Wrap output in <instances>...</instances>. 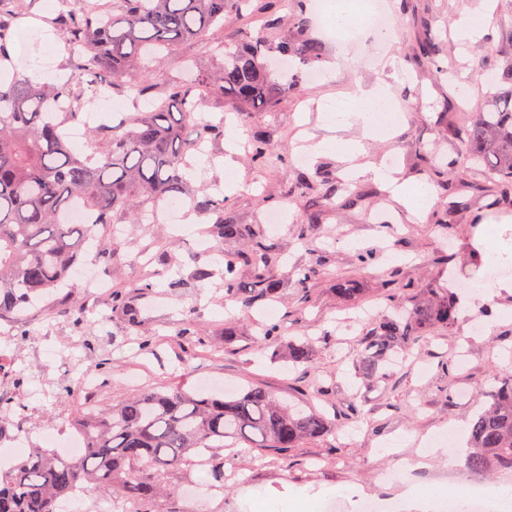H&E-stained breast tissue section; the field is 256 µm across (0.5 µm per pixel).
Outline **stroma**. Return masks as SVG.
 Returning <instances> with one entry per match:
<instances>
[{
  "label": "stroma",
  "mask_w": 512,
  "mask_h": 512,
  "mask_svg": "<svg viewBox=\"0 0 512 512\" xmlns=\"http://www.w3.org/2000/svg\"><path fill=\"white\" fill-rule=\"evenodd\" d=\"M384 4L395 29L387 46L365 32L344 44L326 39L321 15L312 13L303 36L324 45L323 78L295 86L277 107L251 113L247 122L238 123L243 141L254 126L276 131L280 161L256 171L243 152L229 153L219 137L209 143L211 161L196 160V174L190 179L198 194L212 195L224 184L225 162H234L241 171L244 186L228 194L227 209L237 223L249 225L255 233L220 243L218 249L236 254L263 243L275 250L279 260L270 273L282 285L275 317L285 335L315 338L309 370L293 371L286 364L270 362L257 334L258 309L243 310L225 295L219 263L193 239L194 234H207L214 215L192 213L189 234L177 243L172 242L173 230L166 222L120 224L118 239L132 253L143 254L147 263L142 268L123 262L101 267L111 284H149L148 293L138 296L136 304L142 327L156 338L152 352L139 353L133 329L118 316L112 319L110 337L96 329L86 332L89 361L104 354L112 361L110 371L98 374L101 401L118 402L144 387L177 384L195 389L208 380L237 389L258 384L280 399L315 407L327 417L348 412L355 418V433H348L342 424L335 433L304 441L284 456L225 442L220 450L223 482L195 469L187 475L179 470L169 473L174 512L183 508L179 491L189 481L200 486L196 512H261L263 502L284 499L304 505L306 512H323L331 500L337 512H357L363 497L397 501L404 488L389 482L388 476L402 458L415 455L412 445L402 444V437L429 439L443 429L469 428L496 377L512 374V317L500 316L501 311L512 310V289L505 288L472 310L491 322L486 335H473L461 318L448 332L416 343L411 365H382L368 379L355 368L363 349L365 312L383 303L392 272H399L409 283L407 302L421 301L447 287L462 298L466 285L480 284L483 277L469 263L473 242L466 232L468 225L477 224L478 242L485 248L491 246L492 235L512 236V212L488 209L479 192L469 193L466 209L452 212L446 194L437 188L431 208L416 211L387 193L373 201L368 193L379 191L380 185L362 177L352 182L365 197L351 205L343 184L352 163L321 155L296 164L295 155L306 138L330 133L331 123L322 109L326 99L358 85L369 88L384 81L401 109L400 120L391 133L365 141L356 162L394 156L400 180L414 185L423 181V171L434 157L453 158L458 177L480 183L479 168L459 158L451 128L469 120L482 106L483 97L477 91L464 111H457L462 84H475L484 71L498 73L512 65V26L501 23L495 14L487 22L486 36L470 47L446 38L440 65L434 68L418 55L424 32L416 26V18L449 31L479 0H384ZM263 32L261 22L228 15L209 43H185L172 52L160 51L143 75L150 83H164L184 60L191 61L194 72L215 73L221 63L219 44L244 46ZM303 171L319 172L331 182L330 200L313 206L298 195L297 176ZM271 210L286 212V224L277 229L265 224L262 216ZM299 224L305 225L308 242L300 241L295 230ZM364 248L377 251L378 260L360 265L357 252ZM313 249L320 251L321 264L303 293L296 282ZM441 255L449 256L450 264H438ZM200 265L212 268L211 278H196ZM343 278L353 280L354 294L337 292ZM76 308L84 311L88 322L97 320L98 304L76 287L66 296H51L42 310L29 312L19 327L60 343L72 333L63 314ZM229 326L236 329L238 339L228 348L224 331ZM186 332L201 336L206 349L186 354L182 339ZM392 443L397 446L393 452L388 449Z\"/></svg>",
  "instance_id": "obj_1"
}]
</instances>
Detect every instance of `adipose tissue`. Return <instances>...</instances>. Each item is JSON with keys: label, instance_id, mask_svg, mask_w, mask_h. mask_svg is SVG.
<instances>
[{"label": "adipose tissue", "instance_id": "ef3b65f1", "mask_svg": "<svg viewBox=\"0 0 512 512\" xmlns=\"http://www.w3.org/2000/svg\"><path fill=\"white\" fill-rule=\"evenodd\" d=\"M330 106L336 111L337 126L359 125L365 136L370 138L391 130L400 118L389 88L384 84L367 91L356 90L353 94L332 100ZM370 173L390 188L395 199L404 201L415 210H425L431 206L433 195L430 185L424 182L410 187L400 183L393 164L381 162L371 167Z\"/></svg>", "mask_w": 512, "mask_h": 512}]
</instances>
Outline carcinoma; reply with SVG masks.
I'll return each mask as SVG.
<instances>
[{"label":"carcinoma","instance_id":"1","mask_svg":"<svg viewBox=\"0 0 512 512\" xmlns=\"http://www.w3.org/2000/svg\"><path fill=\"white\" fill-rule=\"evenodd\" d=\"M107 16L91 11L61 13L56 31L63 41L83 48L74 63L75 74L57 83H40L12 69V30L26 17V0H0V316L27 307L67 277L98 227L109 228L124 218L141 224L161 203L185 201L197 211L219 216L213 234L239 239L247 230L224 213V198H198L189 192L185 170L199 155L201 143L219 133L196 117L204 106L195 83L177 74L158 86L137 81L145 50H173L185 42L204 41L224 27V14L238 11L247 0H111ZM309 0H296L288 25L298 33L309 26ZM323 46L314 40L261 37L241 49L224 45V66L201 79L207 93L232 103L238 118L265 112L288 97L304 69L322 60ZM102 86L130 87L150 95L157 105L150 112L130 115L115 125L102 124L92 135V152L80 153L61 135L65 122L78 113L47 112L65 100L80 106ZM460 152L482 171V191L495 196L491 209L512 203V93L497 83L485 86L484 102L475 119L454 133ZM274 133L250 132L247 159L255 167L271 163ZM454 167L436 162L427 181L448 192L457 208L467 205L470 184L450 179ZM82 204L89 224H64L61 216ZM253 268L250 285L239 286L237 264ZM278 260L268 246L245 255L224 256V291L249 308L273 300L279 284L269 269ZM148 284L112 291V312L131 316L138 326L139 312L132 299ZM393 315L368 323L358 369L372 376L379 362L407 357L419 339L453 325L458 319L457 298L447 288L413 309L400 295L405 286L389 283ZM262 340L274 346L278 359L286 351L288 364L307 370L312 365V341L290 339L276 322L265 324ZM25 382L19 381L11 404L0 403V441L10 437L5 416L22 408ZM74 429L86 438L79 459L32 448L0 467V512H56L57 502L78 486L95 487L110 499L136 503L139 512H167L166 477L176 468L195 465L198 449L224 447V439L245 442L262 451L284 454L305 440L329 435L333 423L322 413L297 410L261 386L237 394L222 391L188 392L179 387L147 389L117 404L98 405L96 412L76 409ZM465 469L487 477L512 470V375L501 377L489 401L471 421Z\"/></svg>","mask_w":512,"mask_h":512}]
</instances>
